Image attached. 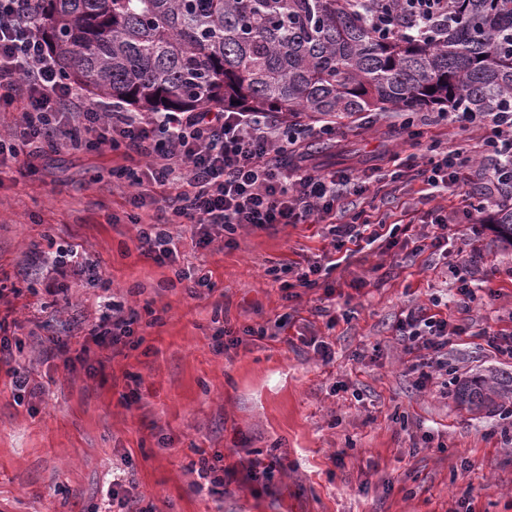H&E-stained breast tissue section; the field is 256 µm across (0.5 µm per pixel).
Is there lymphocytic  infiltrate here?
<instances>
[{
	"label": "lymphocytic infiltrate",
	"instance_id": "lymphocytic-infiltrate-1",
	"mask_svg": "<svg viewBox=\"0 0 512 512\" xmlns=\"http://www.w3.org/2000/svg\"><path fill=\"white\" fill-rule=\"evenodd\" d=\"M38 0H0V112L10 111L15 98L25 107L12 131L0 139V167L20 163L34 172L44 148L85 143L108 146L144 164L133 173L134 208L156 209L155 222L139 234L144 255L159 264H174L178 251L168 230L171 219L189 226L200 248H207L226 231L243 227L264 229L332 220L337 248L394 239L386 220L339 224L335 217L349 197L367 187L354 174L322 173L307 162L303 149L309 140L334 141L335 124L317 125L288 119L281 112L206 110L155 112L144 116L116 107L100 112L84 106L81 89L65 82L35 23ZM449 124L462 131L483 132L492 156L484 176L489 193L512 190V112H452ZM422 203L430 210V246L442 248L448 239V217L436 198L459 194L464 176L455 167V153L440 152L422 169ZM186 183V190L158 202L165 187ZM69 268L38 262L45 288L54 291L58 278H98L96 263L70 246ZM133 317L121 304L105 305L90 330L94 343L125 344L133 331ZM396 328L407 353L417 358L418 387L432 379V368L444 367L460 325L450 323L429 307L414 305L400 314Z\"/></svg>",
	"mask_w": 512,
	"mask_h": 512
}]
</instances>
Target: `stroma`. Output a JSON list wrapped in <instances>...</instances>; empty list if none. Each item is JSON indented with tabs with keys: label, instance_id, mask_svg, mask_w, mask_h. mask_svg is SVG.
<instances>
[{
	"label": "stroma",
	"instance_id": "35a3bbf8",
	"mask_svg": "<svg viewBox=\"0 0 512 512\" xmlns=\"http://www.w3.org/2000/svg\"><path fill=\"white\" fill-rule=\"evenodd\" d=\"M403 120L367 112L335 143L307 144L320 168L369 181L344 221L387 214L408 226L393 246L351 255L293 299L280 288V269L332 251L327 225L240 229L204 249L171 225L185 262L211 275V290L194 297L174 266L143 255L139 226L154 212L129 205L120 154L67 146L43 153L35 173H0V320L20 344L18 361L43 385L16 397L0 369V512H110L112 469L122 464L135 483L127 512H456L469 492L475 512H512V444L502 435L512 428V400L472 412L456 399L461 381L512 372V360L483 338L512 332V247L490 225L462 223L448 228L447 255L417 252L420 179L408 169L382 187L370 179L373 167L389 150L420 157L434 142L456 150L471 179L465 197L444 199L453 214L484 194L480 135L430 118L413 143ZM67 243L98 261L110 288L82 280L56 295L41 289L30 254ZM459 253L476 257L467 279L482 300L469 310L457 304L447 266ZM110 297L135 314L140 342L97 348L106 368L91 376L45 339L86 337ZM436 298L465 332L448 346L446 382L420 389L396 324L403 308ZM220 327L232 340L219 352ZM252 328L267 338L249 336ZM300 335L323 337L332 361L297 343ZM132 391L139 400L130 404ZM203 451L223 454L231 470L223 493L198 473ZM257 456L277 463L269 486L247 478Z\"/></svg>",
	"mask_w": 512,
	"mask_h": 512
}]
</instances>
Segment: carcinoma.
<instances>
[{"instance_id": "obj_1", "label": "carcinoma", "mask_w": 512, "mask_h": 512, "mask_svg": "<svg viewBox=\"0 0 512 512\" xmlns=\"http://www.w3.org/2000/svg\"><path fill=\"white\" fill-rule=\"evenodd\" d=\"M41 0L63 79L139 112L223 108L346 125L363 112H498L512 102V0ZM496 229L512 245V205ZM471 410L512 373L458 384Z\"/></svg>"}]
</instances>
